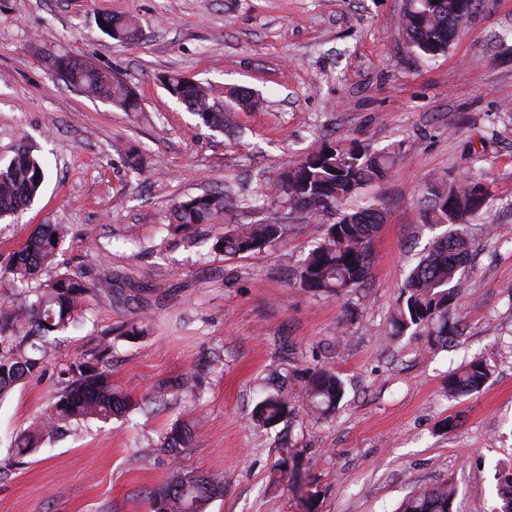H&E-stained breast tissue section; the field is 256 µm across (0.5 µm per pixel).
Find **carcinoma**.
Masks as SVG:
<instances>
[{
  "instance_id": "obj_1",
  "label": "carcinoma",
  "mask_w": 512,
  "mask_h": 512,
  "mask_svg": "<svg viewBox=\"0 0 512 512\" xmlns=\"http://www.w3.org/2000/svg\"><path fill=\"white\" fill-rule=\"evenodd\" d=\"M481 0H422L399 20L407 44L420 56L432 58L447 53L459 36L469 12ZM99 28L118 42H131L140 33L134 16H105ZM41 61L74 89L98 98L124 112L142 110L137 91L122 78L98 70L92 63L66 53L44 54ZM166 92L184 103L201 123L222 130L234 124L238 105L251 110L264 107L262 96L233 89L224 101L214 97L209 82H191L185 77L168 76ZM396 156L389 149H371L355 141L326 137L293 165L284 167L269 190L286 196L291 205L319 221L329 210L353 197L363 185L386 178ZM45 180L44 168L33 147L22 144L8 164L0 165V217L17 213L38 195ZM423 223L430 227L448 226V232L424 255L400 287L395 316L397 333L409 328L430 337L431 346L444 347L448 337L460 330L448 324L459 299L460 275L470 256V240L463 226L491 207V198L481 178H441L420 190ZM232 202L224 191L214 190L181 199L170 212V228L186 231L199 224H215L212 248L225 255L259 251L286 233V225L271 220L253 224H226L224 214ZM385 216L376 205H366L339 214L332 224L321 225L319 240L301 259L295 272L299 285L315 293L344 295L362 287L372 263L371 241ZM69 234L66 224H42L5 265L0 280L25 283L41 269L54 264ZM112 294V277L95 281L70 269L57 268L52 278L38 290L27 305L0 304V398L17 383L40 371V359L27 348L46 353L49 337L66 332L80 318L84 304L92 297ZM111 344L98 350L90 360L75 362L63 372L67 385L49 406L42 429L55 433L88 417L107 421L112 416L135 410L130 396L112 388L110 380ZM491 376L488 365L474 360L448 375L445 390L450 396L479 391ZM302 379L308 409L320 417L338 408L344 396V382L327 368H309ZM288 411L282 391L269 392L256 405L253 417L265 426L281 421ZM188 435L180 422L167 431L164 447H181ZM503 505L500 512H512V468L502 472ZM224 482L205 476L176 472L161 487L150 492L153 512H206L210 501L222 494ZM455 491L446 485H432L411 494L402 512H449Z\"/></svg>"
}]
</instances>
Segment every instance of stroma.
<instances>
[{"mask_svg": "<svg viewBox=\"0 0 512 512\" xmlns=\"http://www.w3.org/2000/svg\"><path fill=\"white\" fill-rule=\"evenodd\" d=\"M408 0H0V164L20 143L46 172L40 195L0 219V258L40 224L73 233L59 257L91 278L111 274L78 327L48 347L40 372L0 400V512H152L150 491L177 470L224 481L208 512H400L421 487L449 484L452 512H492L496 475L512 466V0H483L446 55L426 61L399 19ZM103 15L139 18L133 43L109 38ZM62 50L137 88L129 114L65 86L38 60ZM178 74L261 94L228 131L200 125L163 88ZM396 152L390 175L350 206L386 213L371 242L365 287L340 297L301 288L294 270L317 233L286 198L265 194L279 167L323 136ZM135 146L130 170L114 144ZM472 171L493 207L467 224L461 336H390L399 288L432 246L419 191ZM232 192L233 219L272 218L287 233L262 250L227 256L211 227L168 233L171 205ZM145 321L143 336L123 325ZM112 344V385L133 398L201 372L149 413L87 419L62 437L41 434L63 368ZM481 391L449 397L448 374L474 360ZM326 367L345 384L335 414L306 412L301 375ZM283 384L288 418L251 420ZM191 430L170 454L174 421ZM35 448L15 457L16 435ZM288 475L274 484L276 465Z\"/></svg>", "mask_w": 512, "mask_h": 512, "instance_id": "stroma-1", "label": "stroma"}]
</instances>
